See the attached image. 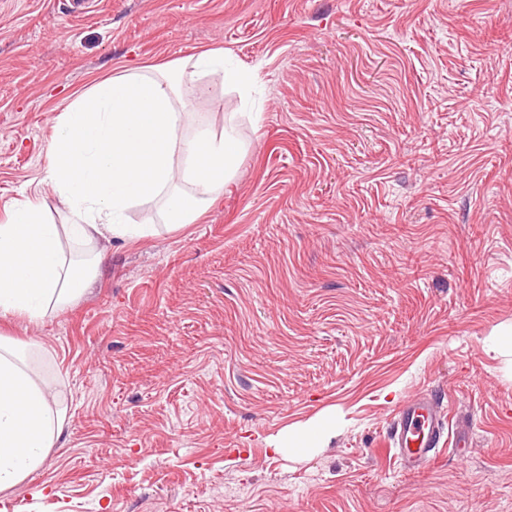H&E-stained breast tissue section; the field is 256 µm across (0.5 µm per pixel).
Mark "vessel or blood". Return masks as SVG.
Instances as JSON below:
<instances>
[{"instance_id": "b4317fda", "label": "vessel or blood", "mask_w": 512, "mask_h": 512, "mask_svg": "<svg viewBox=\"0 0 512 512\" xmlns=\"http://www.w3.org/2000/svg\"><path fill=\"white\" fill-rule=\"evenodd\" d=\"M392 429L396 457L403 469L426 466L446 429L442 401L425 394L410 399L393 417Z\"/></svg>"}]
</instances>
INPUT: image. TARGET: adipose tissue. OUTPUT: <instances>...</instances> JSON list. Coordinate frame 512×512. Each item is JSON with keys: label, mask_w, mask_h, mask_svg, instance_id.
Masks as SVG:
<instances>
[{"label": "adipose tissue", "mask_w": 512, "mask_h": 512, "mask_svg": "<svg viewBox=\"0 0 512 512\" xmlns=\"http://www.w3.org/2000/svg\"><path fill=\"white\" fill-rule=\"evenodd\" d=\"M214 71L224 85L242 74L222 51L186 60L176 76L127 71L75 98L54 126L46 180L69 210L56 224L41 205L17 202L0 224V314L42 319L82 291L87 261H69L62 241L127 237L135 204L161 200L168 224L199 218L237 170L245 151L233 127L182 135L183 96L196 76ZM16 346L0 341V491L26 479L61 438L65 418Z\"/></svg>", "instance_id": "1"}]
</instances>
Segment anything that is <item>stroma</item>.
I'll use <instances>...</instances> for the list:
<instances>
[{"mask_svg":"<svg viewBox=\"0 0 512 512\" xmlns=\"http://www.w3.org/2000/svg\"><path fill=\"white\" fill-rule=\"evenodd\" d=\"M212 49L248 89L203 75L182 133L234 125L223 194L63 240L82 293L0 315L67 419L0 512H512V0H0V221L64 223L44 175L78 94ZM428 392L465 446L409 472L388 427ZM336 430V421L333 419H319L308 422L295 432H288L286 440L291 451L317 447L330 439Z\"/></svg>","mask_w":512,"mask_h":512,"instance_id":"35a3bbf8","label":"stroma"}]
</instances>
